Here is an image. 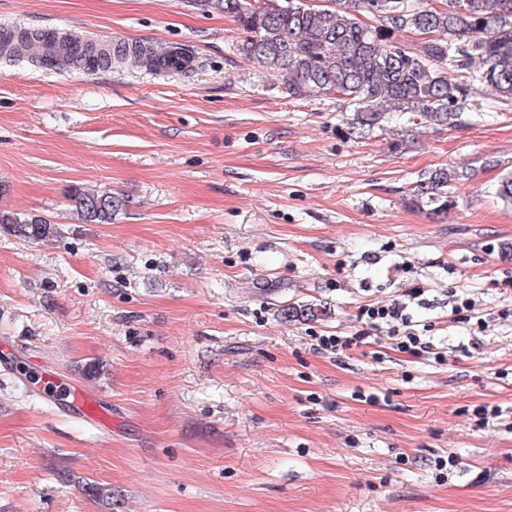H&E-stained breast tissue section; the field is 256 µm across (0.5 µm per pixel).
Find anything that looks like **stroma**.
<instances>
[{
  "mask_svg": "<svg viewBox=\"0 0 512 512\" xmlns=\"http://www.w3.org/2000/svg\"><path fill=\"white\" fill-rule=\"evenodd\" d=\"M194 52L61 65L0 54V207L59 228L0 233V512H512V101L477 90L450 126L370 135L333 99L289 97L193 0H0V26ZM466 170L457 203L406 207ZM123 197L87 224L69 196ZM471 301L454 322V302ZM397 301L429 342L338 354L360 306ZM330 307L287 322L283 306ZM55 372L102 399L105 431L49 402ZM196 55L187 49L173 48L162 55L156 64L159 72L166 71H187L195 66ZM465 176L467 174L453 166L426 171L415 182L406 203L418 210H426L429 214H447L456 203L451 189ZM59 477L63 484L72 485L70 483H73L74 485H77L87 497L96 501L105 502L109 506L111 512H114L121 507L119 494L113 491L112 488H107L85 477L70 473L69 471L59 474Z\"/></svg>",
  "mask_w": 512,
  "mask_h": 512,
  "instance_id": "stroma-1",
  "label": "stroma"
}]
</instances>
